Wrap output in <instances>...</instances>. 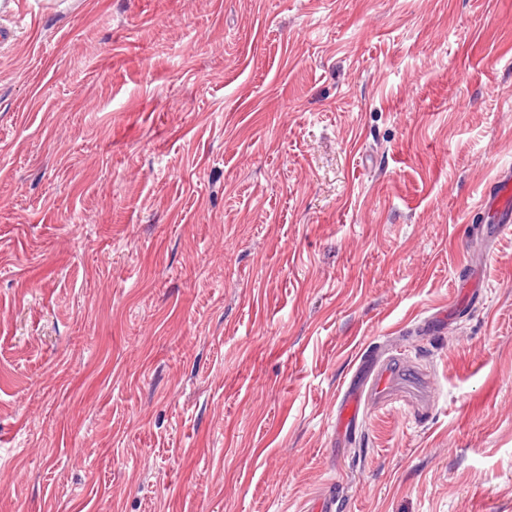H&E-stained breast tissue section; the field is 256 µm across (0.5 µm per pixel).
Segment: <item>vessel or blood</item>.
Instances as JSON below:
<instances>
[{"mask_svg":"<svg viewBox=\"0 0 512 512\" xmlns=\"http://www.w3.org/2000/svg\"><path fill=\"white\" fill-rule=\"evenodd\" d=\"M493 210L494 224L480 225L472 239L481 248L490 247L496 238L512 231V174L499 177L485 201ZM393 356L364 351L355 374L341 398L337 421L343 429L357 426L360 415L384 402L391 395L396 372Z\"/></svg>","mask_w":512,"mask_h":512,"instance_id":"b4317fda","label":"vessel or blood"}]
</instances>
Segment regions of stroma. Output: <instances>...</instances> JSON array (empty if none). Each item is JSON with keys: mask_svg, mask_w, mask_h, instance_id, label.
Segmentation results:
<instances>
[{"mask_svg": "<svg viewBox=\"0 0 512 512\" xmlns=\"http://www.w3.org/2000/svg\"><path fill=\"white\" fill-rule=\"evenodd\" d=\"M2 28L0 512H512V232L463 236L512 171V0ZM364 348L422 382L341 440Z\"/></svg>", "mask_w": 512, "mask_h": 512, "instance_id": "35a3bbf8", "label": "stroma"}]
</instances>
